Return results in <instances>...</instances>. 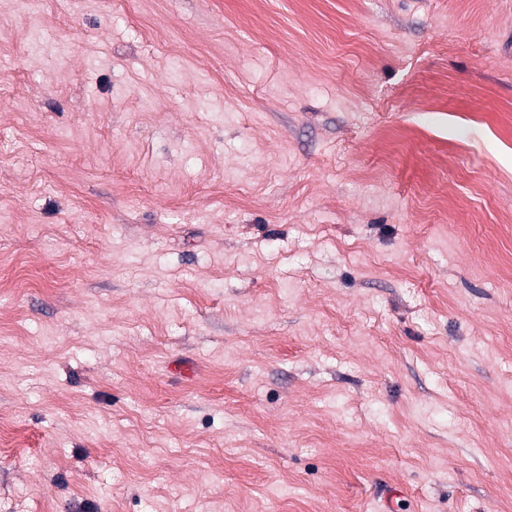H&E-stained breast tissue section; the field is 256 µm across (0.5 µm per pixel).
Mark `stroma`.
Listing matches in <instances>:
<instances>
[{"mask_svg":"<svg viewBox=\"0 0 512 512\" xmlns=\"http://www.w3.org/2000/svg\"><path fill=\"white\" fill-rule=\"evenodd\" d=\"M0 512H512V0H0Z\"/></svg>","mask_w":512,"mask_h":512,"instance_id":"1","label":"stroma"}]
</instances>
